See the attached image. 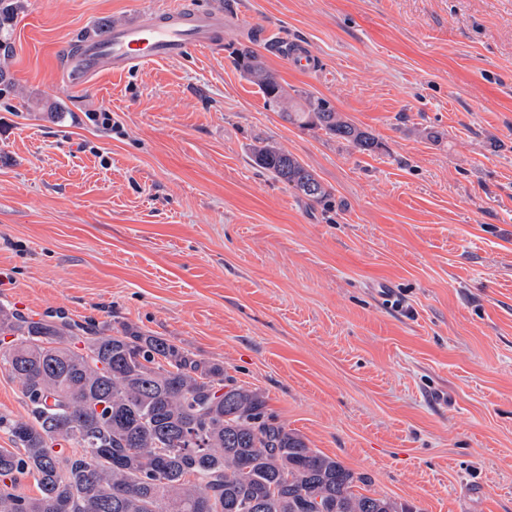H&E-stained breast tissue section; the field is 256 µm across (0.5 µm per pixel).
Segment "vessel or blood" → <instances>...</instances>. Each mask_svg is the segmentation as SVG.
Wrapping results in <instances>:
<instances>
[{"label":"vessel or blood","mask_w":512,"mask_h":512,"mask_svg":"<svg viewBox=\"0 0 512 512\" xmlns=\"http://www.w3.org/2000/svg\"><path fill=\"white\" fill-rule=\"evenodd\" d=\"M236 26L232 15L212 13L194 6L174 4L143 12L131 22L118 23L105 33L86 39L71 56L60 77L71 90L90 86L105 74L122 73L141 65L181 59L223 42ZM289 65L317 72L320 60L310 48L290 46Z\"/></svg>","instance_id":"b4317fda"}]
</instances>
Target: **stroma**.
Listing matches in <instances>:
<instances>
[{
	"label": "stroma",
	"mask_w": 512,
	"mask_h": 512,
	"mask_svg": "<svg viewBox=\"0 0 512 512\" xmlns=\"http://www.w3.org/2000/svg\"><path fill=\"white\" fill-rule=\"evenodd\" d=\"M172 2L22 0L0 63V304L223 362L370 476L363 494L512 512V0H197L240 16L233 40L57 83L78 39ZM294 42L319 73L284 61ZM246 46L381 150L283 120L236 66ZM105 109L115 131L86 118ZM258 139L330 202L255 167Z\"/></svg>",
	"instance_id": "1"
}]
</instances>
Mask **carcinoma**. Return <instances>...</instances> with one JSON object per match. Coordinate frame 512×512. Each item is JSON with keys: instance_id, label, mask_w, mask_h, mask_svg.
<instances>
[{"instance_id": "obj_1", "label": "carcinoma", "mask_w": 512, "mask_h": 512, "mask_svg": "<svg viewBox=\"0 0 512 512\" xmlns=\"http://www.w3.org/2000/svg\"><path fill=\"white\" fill-rule=\"evenodd\" d=\"M237 64L278 107L288 93L249 47ZM361 153L380 148L325 99L281 112ZM252 160L306 199L330 192L284 148ZM0 368L19 381L31 418L0 415V512H409L357 493L370 478L308 447L268 413L265 397L224 365L128 325L113 334L62 318L29 321L0 306ZM81 342L85 351L72 345ZM30 475L38 494L3 482Z\"/></svg>"}]
</instances>
